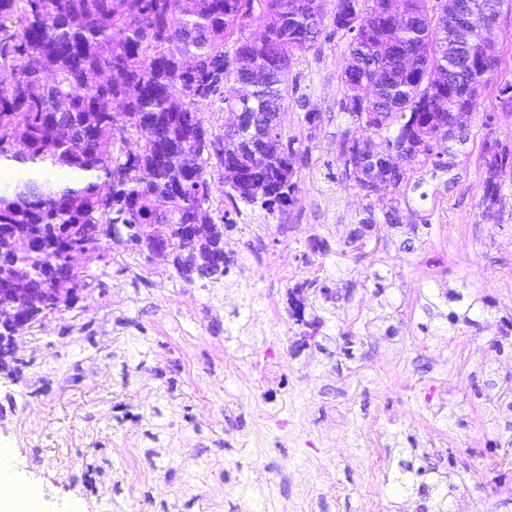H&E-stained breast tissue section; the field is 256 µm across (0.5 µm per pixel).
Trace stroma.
Masks as SVG:
<instances>
[{"label": "stroma", "instance_id": "obj_1", "mask_svg": "<svg viewBox=\"0 0 512 512\" xmlns=\"http://www.w3.org/2000/svg\"><path fill=\"white\" fill-rule=\"evenodd\" d=\"M491 37L498 63L466 138L437 145L448 170L410 165L422 186L406 191L400 226L381 225L362 248L350 232L392 189L367 196L342 177L340 139L373 134L341 107L349 51L334 36L296 64L281 114L302 142L299 200L283 220L242 206L224 232V278L187 282L172 255L130 244L76 259L79 300L22 329L13 371L0 372V449L42 488L44 512H368L376 466L389 475L376 489L385 512H426L419 487L434 483L444 512H512V463L481 461L512 438V336L500 331L512 321V169L501 202L481 203L486 142L512 147V106L498 96L512 82V12ZM314 237L326 254L310 253ZM306 281L304 321L322 326L303 345L289 292ZM453 311L471 323L450 324ZM403 373L420 384L400 390ZM441 434L438 466L427 452Z\"/></svg>", "mask_w": 512, "mask_h": 512}]
</instances>
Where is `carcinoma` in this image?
<instances>
[{
  "mask_svg": "<svg viewBox=\"0 0 512 512\" xmlns=\"http://www.w3.org/2000/svg\"><path fill=\"white\" fill-rule=\"evenodd\" d=\"M392 0H0V166L32 165L33 175L11 179L0 192V248L13 237L42 226L53 229L51 245L31 238L32 251L0 255V285L36 278L41 267L95 241L100 226L143 224L132 241L148 250L165 243L187 281H217L232 257L223 231L209 214L216 161L234 211L239 203L284 215L298 202L297 173L291 171L298 139L281 127L267 132L270 160L251 163L260 141L246 120L259 119L267 98L288 99V75L323 35L346 38L350 63L340 77L342 109L353 121H369L379 142L365 146L380 163L393 150L403 159L448 168L435 151L456 138L453 113L471 112L478 90L497 62V48L474 32L464 55H453L451 29L464 0H403L409 18L397 24ZM330 23H325V19ZM259 19L264 32L246 35ZM234 95L224 96V85ZM218 99L224 134L213 135L199 105ZM152 138L134 151L141 129ZM338 143L345 179L370 195L371 163ZM482 202L501 197L499 173L512 168V149L487 143ZM86 178L63 186L50 173ZM395 194L382 202L389 226L400 223L404 169H385ZM198 224L195 236L185 225ZM291 291L296 320L304 321V288Z\"/></svg>",
  "mask_w": 512,
  "mask_h": 512,
  "instance_id": "1",
  "label": "carcinoma"
}]
</instances>
